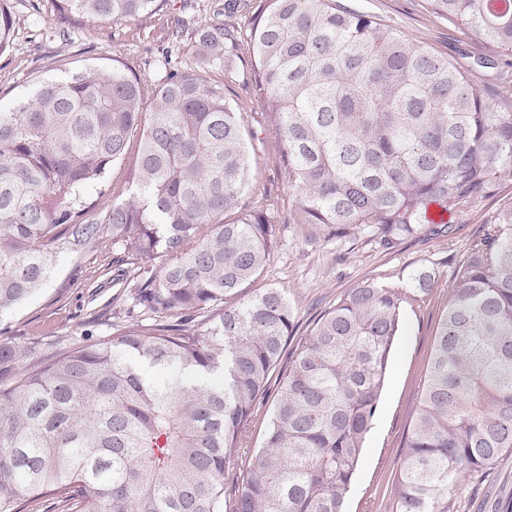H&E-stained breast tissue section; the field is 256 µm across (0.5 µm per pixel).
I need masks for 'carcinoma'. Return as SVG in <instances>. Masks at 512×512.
<instances>
[{
	"label": "carcinoma",
	"instance_id": "obj_1",
	"mask_svg": "<svg viewBox=\"0 0 512 512\" xmlns=\"http://www.w3.org/2000/svg\"><path fill=\"white\" fill-rule=\"evenodd\" d=\"M167 0H58L107 23ZM486 61L512 56V0H426ZM14 20L0 0V53ZM205 65L234 74L239 41L285 146L295 204L245 210L248 114L199 67L147 85L122 60L38 81L0 109V316L56 259L97 253L108 305L148 317L48 362L0 340V512H345L375 419L400 288L346 290L304 336L261 277L277 224L368 231L390 248L512 183V97L340 0H261L245 33L197 31ZM152 103L148 118L144 107ZM130 197L89 213L112 166ZM161 260L157 268L147 262ZM178 315L179 323L165 318ZM262 448L239 467L253 415ZM393 486V512H448L465 475L512 454V205L469 245L441 315Z\"/></svg>",
	"mask_w": 512,
	"mask_h": 512
}]
</instances>
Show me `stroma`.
Listing matches in <instances>:
<instances>
[{
    "instance_id": "obj_1",
    "label": "stroma",
    "mask_w": 512,
    "mask_h": 512,
    "mask_svg": "<svg viewBox=\"0 0 512 512\" xmlns=\"http://www.w3.org/2000/svg\"><path fill=\"white\" fill-rule=\"evenodd\" d=\"M168 0L147 20L104 23L57 9L53 0H7L15 24L9 49L0 53V106H10L33 81L61 76L66 66L93 63L111 67L113 55L132 67L147 84L159 81L167 66L193 62L194 38L174 37L181 21L206 25L222 20L246 27L248 13L215 17L224 0ZM347 6L381 17L408 37L444 54L472 76L478 88H512V66H482L481 50L470 32L448 26L427 9L426 0H346ZM238 75L226 80L236 111L250 113L249 143L254 178L243 194L246 208L267 207L285 214L293 205L284 167V146L273 131L261 94L242 78L253 71L247 48H240ZM512 204V185L464 211L448 209L452 236L409 238L387 249L373 234L336 237L309 224H281L271 258L258 285L288 292L299 328L334 303L346 289L369 280L414 289L427 272L433 288L404 305L401 330L388 366L379 412L366 440V451L347 501V512H392L391 488L400 467L413 413L418 405L438 319L450 298L454 270L474 237L501 207ZM111 288L102 284L94 255H60L52 279L9 316L0 319V339L30 343L35 358L47 360L62 345L86 343L88 336L110 333L107 302ZM450 512H512V456L490 473L467 476Z\"/></svg>"
}]
</instances>
